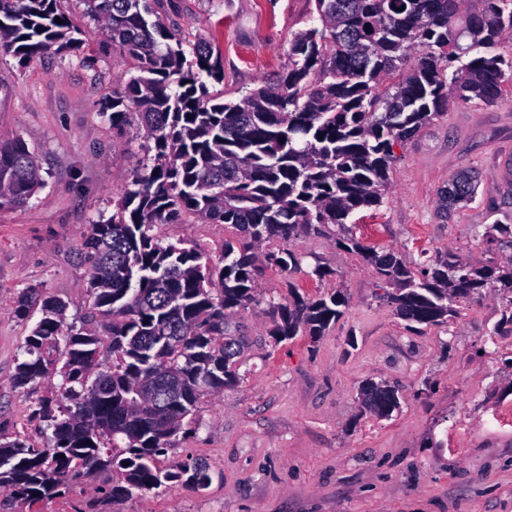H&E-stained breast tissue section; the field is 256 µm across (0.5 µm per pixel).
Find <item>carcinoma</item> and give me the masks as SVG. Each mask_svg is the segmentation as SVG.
I'll return each instance as SVG.
<instances>
[{"label": "carcinoma", "instance_id": "obj_1", "mask_svg": "<svg viewBox=\"0 0 512 512\" xmlns=\"http://www.w3.org/2000/svg\"><path fill=\"white\" fill-rule=\"evenodd\" d=\"M112 45L136 73L112 90L100 115L122 131L136 110L146 140L139 172L112 196V216L96 220L84 241L91 274L83 286L92 327L67 322L71 300L23 289L12 314L38 319L25 337L12 384L41 381L51 390L32 406L44 443L0 432V488L31 505L107 472L114 500L167 486L197 491L216 473L199 458L171 466L160 457L196 422L201 397L239 380L244 345L234 319L258 302L262 265H300L288 244L302 233L336 228L335 244L357 253L387 289L383 299L408 324L448 323L453 303L494 290L508 298L500 324L512 325V258L474 267L452 254L414 274L395 252L362 244L348 220L383 203L395 144L414 137L453 99L495 103L512 55L494 48L512 35V0H315L319 24L295 35L288 69L237 100L209 91L224 83L211 45L181 41L151 19V0H87ZM60 18L62 23L55 22ZM78 30L61 0H0V53L24 62L78 47ZM417 52L401 73L407 53ZM44 186L34 150L0 134V209L28 202ZM474 176L460 174L442 193L448 210L471 200ZM192 217L228 224L246 242L224 243L223 265L193 245L154 233ZM488 239L512 247V225ZM285 247L261 253L267 243ZM338 289L317 298L288 283V301H267L270 335L280 343L324 335L344 315ZM363 410L389 417L398 390L362 386Z\"/></svg>", "mask_w": 512, "mask_h": 512}]
</instances>
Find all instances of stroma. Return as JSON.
Instances as JSON below:
<instances>
[{
	"instance_id": "stroma-1",
	"label": "stroma",
	"mask_w": 512,
	"mask_h": 512,
	"mask_svg": "<svg viewBox=\"0 0 512 512\" xmlns=\"http://www.w3.org/2000/svg\"><path fill=\"white\" fill-rule=\"evenodd\" d=\"M63 8L81 31L78 49L26 63L0 56V133L36 150L44 180L28 204L0 210V429L23 428L36 443L30 406L49 386H12L30 330L12 315V301L36 286L70 299L69 321L86 316L83 242L93 221L111 216L113 192L145 156L137 114L121 134L99 115L133 62L113 49L86 0ZM154 8L183 43L210 41L224 81L209 89L228 99L287 68L292 40L315 10L314 0H156ZM464 169L479 175L476 194L446 211L441 193ZM352 222L361 242L412 267L450 252L477 267L511 259L483 233L512 224V75L496 103H455L397 147L383 204ZM157 233L195 244L214 264L225 242L241 240L231 226L193 218ZM294 248L300 266L263 268L261 303L236 319L245 338L239 382L202 398L198 429L164 458L205 461L217 474L207 489L162 487L112 503L98 493L109 481L102 474L47 505L0 512H512V332L495 331L505 299L489 292L456 302L448 325L413 334L381 301L373 270L336 246L333 230L302 236ZM318 265L330 277L316 279ZM291 284L311 296L342 290L343 318L324 336L275 342L265 301L287 297ZM366 381L397 387L400 409L388 418L362 413Z\"/></svg>"
}]
</instances>
